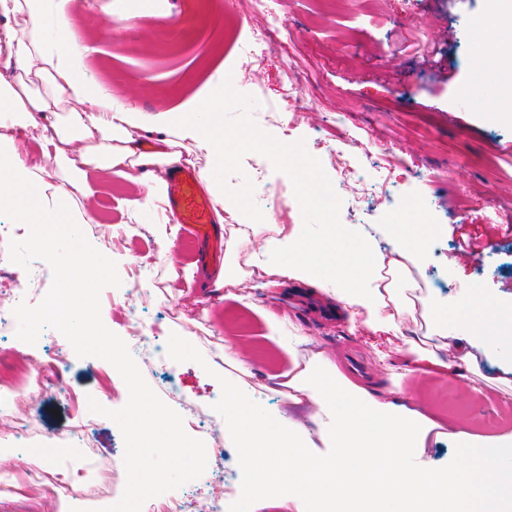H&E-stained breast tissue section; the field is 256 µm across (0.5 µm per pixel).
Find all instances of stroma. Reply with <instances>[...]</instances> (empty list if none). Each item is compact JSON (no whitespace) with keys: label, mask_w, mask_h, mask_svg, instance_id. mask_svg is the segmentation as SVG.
<instances>
[{"label":"stroma","mask_w":512,"mask_h":512,"mask_svg":"<svg viewBox=\"0 0 512 512\" xmlns=\"http://www.w3.org/2000/svg\"><path fill=\"white\" fill-rule=\"evenodd\" d=\"M133 13L130 29L108 35L110 0H86L68 9L67 20L94 47L88 68L108 82L115 97L155 115L176 108L205 85L235 77L224 99V128L257 131L284 141L288 157L272 158L260 149L239 154L236 163L216 167L196 153L195 166L214 174L225 187L247 189L250 222L273 224L283 232L322 222L300 198L305 167L321 176L335 199L333 221L350 231L365 225L434 226L426 237L428 259L415 278L447 312L462 294L477 289L502 309L512 308V106L503 93L468 82L482 40L479 19L494 15L495 0H266L288 38L287 49L264 50L258 68L245 67L243 47L261 17L246 0H123ZM195 6L198 22L172 32L161 44L159 31L169 19ZM303 87L302 111L308 119L293 125L272 123L266 115L284 109L289 83ZM348 151L363 168L364 203L344 190L340 175L325 163L317 139ZM120 176L105 178L95 203H83L90 218L82 231L88 241L117 264L120 287L103 289L105 326L126 337L130 317L149 335L167 343L170 334L189 338L205 362L177 363L162 357L140 370L156 393L175 382L197 418L186 432L207 442L224 421L213 405L220 397L215 366L268 412L291 419L317 437L321 416L308 400L294 402L291 377L314 358L326 359L352 385L382 399L399 393L439 422L441 438L431 441L423 459L429 467L453 457L454 432L482 437L512 432L501 416L512 409V388L490 383L498 369L483 363L482 376L461 375L447 351L439 365L422 367L409 351V339L422 335L420 310H402L396 327L375 330L362 315L327 295L320 286L269 275L249 263L251 248L240 246L238 227L224 224L226 258L233 261L250 293L238 296L217 281L197 251L173 232L171 258L160 254L161 238L151 223L127 234V200L144 197ZM153 264L134 280L132 267L142 250ZM150 289L149 297L138 294ZM238 349L236 363L224 361L225 344ZM65 349L66 363L52 395L27 417L30 442L40 448L71 436L66 464L77 472L71 496L59 512H99L121 497L125 486L124 442L118 426L91 413L89 400L122 408L127 387L108 361L77 357L68 340L45 329L36 344L14 336L0 338V385L26 389V355L52 359ZM455 386L468 417L448 412L430 399L433 390ZM207 456L223 455L233 481L241 470L232 440L209 446ZM108 460L114 479L97 482L88 457ZM11 490L0 493V512H44L40 479L26 468L0 471Z\"/></svg>","instance_id":"obj_1"}]
</instances>
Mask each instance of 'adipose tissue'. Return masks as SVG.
Returning <instances> with one entry per match:
<instances>
[{
    "label": "adipose tissue",
    "mask_w": 512,
    "mask_h": 512,
    "mask_svg": "<svg viewBox=\"0 0 512 512\" xmlns=\"http://www.w3.org/2000/svg\"><path fill=\"white\" fill-rule=\"evenodd\" d=\"M69 0H0V14L27 16L30 26L18 31L0 24V45L6 49L5 65L14 77L0 73V116L24 123L65 104H74L66 129H54L47 142L57 162L68 172L66 185L35 177L17 152L12 137L0 135V207L9 208L22 224L68 223L75 195L91 199L96 188L92 176L111 173L127 162L161 166L174 162L168 147L186 141L206 153L219 166L235 162L240 151L259 147L279 155L276 140L260 133H225L220 114L224 110L222 87L209 90L189 112L166 111L143 118L134 107L119 102L109 87L91 73L85 58L89 51L83 37L65 20ZM36 73L43 90L32 89L25 74ZM154 126L161 144L152 152L140 151L133 129ZM427 259L424 235L396 226L392 256H385L369 231L340 233L325 225L313 236L305 225H294L289 235L269 238L251 262L268 272L329 285L338 301L361 309L368 320L382 323L389 300L413 292V270ZM424 336L411 348L421 361L438 364V350L453 351L460 366L475 372L481 360L498 362L512 374V309L497 308L491 301L475 302L465 294L454 319L439 311L432 297H421Z\"/></svg>",
    "instance_id": "1"
}]
</instances>
